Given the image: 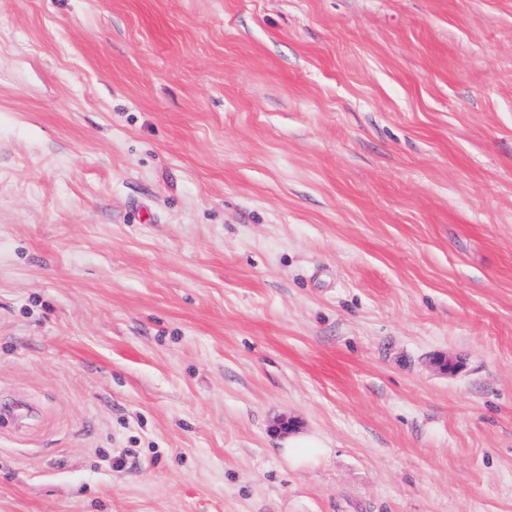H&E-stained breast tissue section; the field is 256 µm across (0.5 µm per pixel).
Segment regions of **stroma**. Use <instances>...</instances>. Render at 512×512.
Returning <instances> with one entry per match:
<instances>
[{"label":"stroma","mask_w":512,"mask_h":512,"mask_svg":"<svg viewBox=\"0 0 512 512\" xmlns=\"http://www.w3.org/2000/svg\"><path fill=\"white\" fill-rule=\"evenodd\" d=\"M13 400L0 512H512V0H0ZM281 456L292 466L299 467L317 462L328 448L316 435L292 433L282 442Z\"/></svg>","instance_id":"1"}]
</instances>
